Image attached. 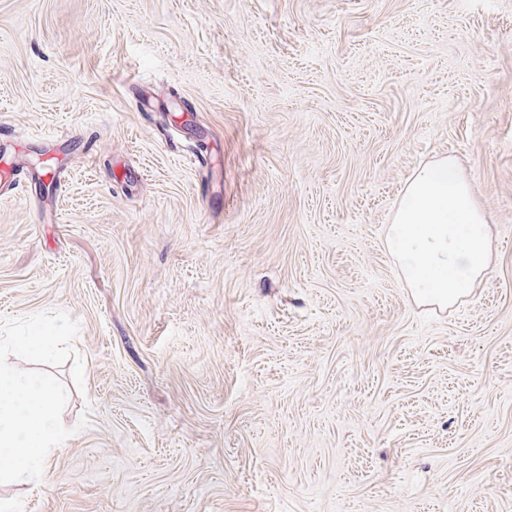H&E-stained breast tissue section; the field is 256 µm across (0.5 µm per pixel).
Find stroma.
I'll list each match as a JSON object with an SVG mask.
<instances>
[{
	"mask_svg": "<svg viewBox=\"0 0 512 512\" xmlns=\"http://www.w3.org/2000/svg\"><path fill=\"white\" fill-rule=\"evenodd\" d=\"M0 132V319L86 385L11 512H512V0H0ZM442 156L493 238L443 312L382 245Z\"/></svg>",
	"mask_w": 512,
	"mask_h": 512,
	"instance_id": "stroma-1",
	"label": "stroma"
}]
</instances>
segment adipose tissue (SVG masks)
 I'll return each instance as SVG.
<instances>
[{"mask_svg":"<svg viewBox=\"0 0 512 512\" xmlns=\"http://www.w3.org/2000/svg\"><path fill=\"white\" fill-rule=\"evenodd\" d=\"M383 245L418 305L445 310L482 287L492 256L491 226L456 159L414 170Z\"/></svg>","mask_w":512,"mask_h":512,"instance_id":"obj_1","label":"adipose tissue"}]
</instances>
